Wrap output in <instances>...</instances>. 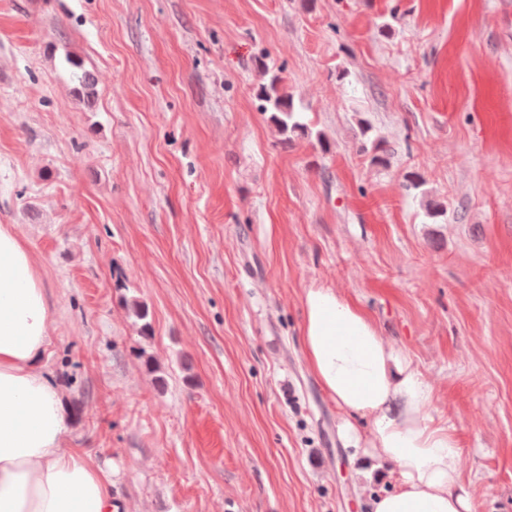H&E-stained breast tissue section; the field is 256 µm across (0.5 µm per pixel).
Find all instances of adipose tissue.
<instances>
[{"mask_svg":"<svg viewBox=\"0 0 512 512\" xmlns=\"http://www.w3.org/2000/svg\"><path fill=\"white\" fill-rule=\"evenodd\" d=\"M302 309L309 368L345 414L348 440L393 478L369 512H473L457 438L429 414L432 389L408 354L334 289H307ZM51 322L32 254L1 224L0 512H115L110 474L63 445L62 395L41 365Z\"/></svg>","mask_w":512,"mask_h":512,"instance_id":"ef3b65f1","label":"adipose tissue"}]
</instances>
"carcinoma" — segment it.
Masks as SVG:
<instances>
[{
    "label": "carcinoma",
    "instance_id": "obj_1",
    "mask_svg": "<svg viewBox=\"0 0 512 512\" xmlns=\"http://www.w3.org/2000/svg\"><path fill=\"white\" fill-rule=\"evenodd\" d=\"M263 81L257 89V97L261 101L260 108L270 113V121L275 126L283 141L290 142L295 138L311 136L308 124L302 121L297 112L293 96L288 92L284 77L280 72L263 68ZM371 163L383 166L386 163V140L380 136L371 141Z\"/></svg>",
    "mask_w": 512,
    "mask_h": 512
}]
</instances>
